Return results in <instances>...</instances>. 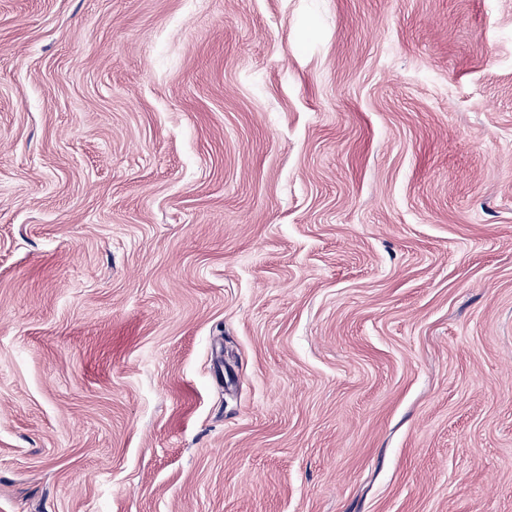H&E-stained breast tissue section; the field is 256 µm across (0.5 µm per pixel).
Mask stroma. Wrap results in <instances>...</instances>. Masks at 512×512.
<instances>
[{
  "label": "stroma",
  "instance_id": "stroma-1",
  "mask_svg": "<svg viewBox=\"0 0 512 512\" xmlns=\"http://www.w3.org/2000/svg\"><path fill=\"white\" fill-rule=\"evenodd\" d=\"M0 512H512V0H0Z\"/></svg>",
  "mask_w": 512,
  "mask_h": 512
}]
</instances>
